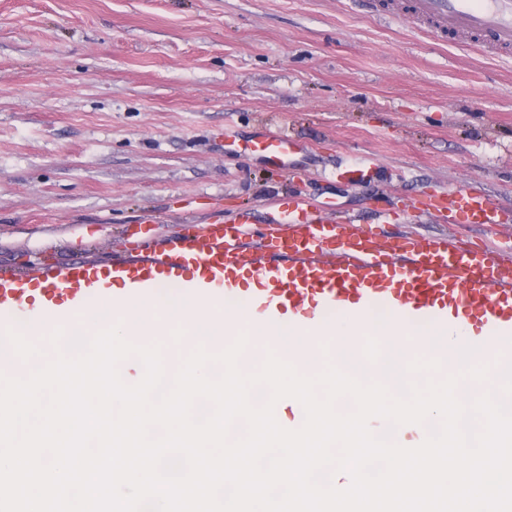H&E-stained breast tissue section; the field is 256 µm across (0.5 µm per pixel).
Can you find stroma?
<instances>
[{
  "instance_id": "obj_1",
  "label": "stroma",
  "mask_w": 512,
  "mask_h": 512,
  "mask_svg": "<svg viewBox=\"0 0 512 512\" xmlns=\"http://www.w3.org/2000/svg\"><path fill=\"white\" fill-rule=\"evenodd\" d=\"M463 187L502 210L468 245H512V57L356 0H0V271L104 269L292 192L434 237L422 200ZM297 143L285 134L269 132L254 142V148L274 165L288 166V158L295 153Z\"/></svg>"
}]
</instances>
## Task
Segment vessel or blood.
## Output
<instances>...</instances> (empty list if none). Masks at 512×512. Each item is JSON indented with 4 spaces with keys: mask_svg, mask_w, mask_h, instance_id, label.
I'll return each instance as SVG.
<instances>
[{
    "mask_svg": "<svg viewBox=\"0 0 512 512\" xmlns=\"http://www.w3.org/2000/svg\"><path fill=\"white\" fill-rule=\"evenodd\" d=\"M370 13L409 23L452 44L490 57L512 54V0H361ZM285 134L270 132L254 143L272 164L284 167L296 150ZM447 223L465 214L467 223L494 224L499 206L482 193L461 190L432 205ZM275 224L288 236L278 258H270L255 240L248 219L210 224L203 234L173 243L177 260L157 257L116 262L113 280L127 285L133 298L151 295L159 282L176 281L182 263L194 264L197 279L189 294L218 302L234 297L250 281L249 319L267 324L285 316L305 323L325 312L371 315L375 305L406 324L478 320L468 345L491 350L512 364V260L492 247L469 249L449 237L409 234L360 236L355 215H319L307 198L291 195L277 204ZM99 280L97 268L75 265L52 278L55 294L72 303ZM39 280L0 275V311L14 310L23 295L38 290Z\"/></svg>",
    "mask_w": 512,
    "mask_h": 512,
    "instance_id": "obj_1",
    "label": "vessel or blood"
}]
</instances>
